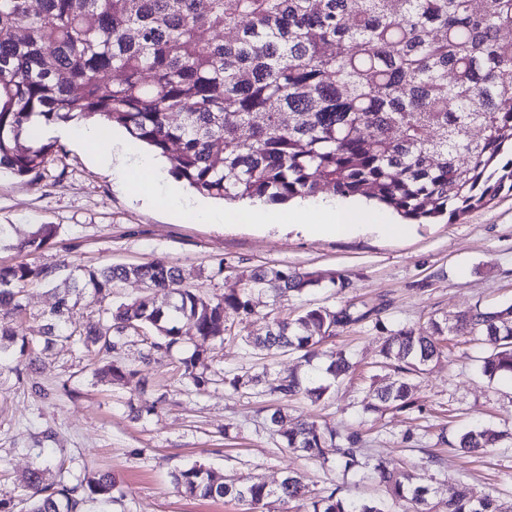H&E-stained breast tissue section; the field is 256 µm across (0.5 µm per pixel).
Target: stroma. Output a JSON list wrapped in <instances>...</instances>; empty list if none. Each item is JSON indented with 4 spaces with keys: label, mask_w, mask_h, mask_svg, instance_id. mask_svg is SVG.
<instances>
[{
    "label": "stroma",
    "mask_w": 512,
    "mask_h": 512,
    "mask_svg": "<svg viewBox=\"0 0 512 512\" xmlns=\"http://www.w3.org/2000/svg\"><path fill=\"white\" fill-rule=\"evenodd\" d=\"M44 136L56 140L59 151L43 173L0 176V263L25 261L18 243L52 224L57 235L41 260L97 266L162 259L179 267L184 287L211 298L259 267L318 272L320 286L306 294L255 296L254 314L233 322L232 339L208 346L207 375L258 371L267 364L285 376L328 384L325 360L304 365L293 354L265 358L252 354L242 336L265 335L273 319L296 317L309 306L337 308L351 301L382 308L380 322H363L327 342L351 356L353 374L318 404L289 400V413L342 433L363 432L370 455L418 474L438 498L482 491L512 500L511 438L481 454L456 445L461 431L477 425L512 428V377L488 380L481 371L485 351L469 337H449L447 358L417 379L419 411L362 410L365 396L391 380L377 363L390 330L512 303V192L451 220L410 222L396 238L371 232L312 237L282 222L200 224L190 212L151 208L122 191L113 166L90 157L77 130L53 124ZM342 276L350 283L344 290L333 285ZM55 301L51 287L29 288L26 312L16 320L20 334L40 340L43 316ZM144 350L135 336L113 357L162 397L154 413L137 420L128 412L132 391L101 381L103 358L81 345L35 351L23 383L7 368L17 350L0 353L6 362L0 367V492L19 495L31 463L48 457L61 465V479L70 487L89 472L112 473L119 491L108 512H238L234 503L178 491L174 473L193 464L270 485L290 473L315 492L337 486L353 498L378 496L371 470L345 473L282 449L263 425L268 397L221 384L195 391L180 381L170 359L144 364Z\"/></svg>",
    "instance_id": "obj_1"
}]
</instances>
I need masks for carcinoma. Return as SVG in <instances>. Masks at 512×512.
<instances>
[{"mask_svg": "<svg viewBox=\"0 0 512 512\" xmlns=\"http://www.w3.org/2000/svg\"><path fill=\"white\" fill-rule=\"evenodd\" d=\"M35 116L45 125L103 119L121 126L168 158L176 178L222 200L285 202L328 189L374 199L406 219L461 216L512 191V0H0V170L24 177L46 169L55 143L36 140ZM475 127L483 129L478 140ZM55 234L42 225L20 244L32 260L0 264V350L19 347L11 371L20 383L30 342L6 318L24 312V288L52 283L67 268L38 259ZM68 278L100 301L131 278L174 301L165 308L148 297L122 302L102 310L104 321L77 329L69 310L78 288H67L45 317L43 349L78 339L111 353L129 332L144 330L154 338L146 359L182 354L180 376L198 390L209 379L195 373L201 351H188L181 321L222 345L227 321L254 313L255 295H300L319 283L313 272L270 266L207 299L182 287L180 270L163 261L77 266ZM378 313L352 304L310 308L242 341L264 356L291 352L308 364L327 339ZM448 335L484 345L488 379L512 374V304L432 318L387 337L381 364L394 378L363 409L418 407L413 380L444 356ZM329 358L327 373L338 384L351 363L342 351ZM101 375L112 383L134 377L115 364ZM222 381L278 401L305 394L318 402L330 389L266 370ZM136 390L140 404L129 409L139 418L155 404L145 385ZM265 425L284 447L324 461L332 455L345 472L368 466L358 431L292 419L280 406L268 409ZM500 437L475 427L458 444L483 453ZM372 470L384 497L358 501L338 486L314 494L291 474L270 486L195 464L173 478L183 493L228 498L239 512H259L271 497L304 512H512L483 492L433 503L432 489L413 473L382 460ZM51 472L44 461L28 472L22 512H85L115 499L109 472L88 474L80 491L49 481Z\"/></svg>", "mask_w": 512, "mask_h": 512, "instance_id": "1", "label": "carcinoma"}]
</instances>
